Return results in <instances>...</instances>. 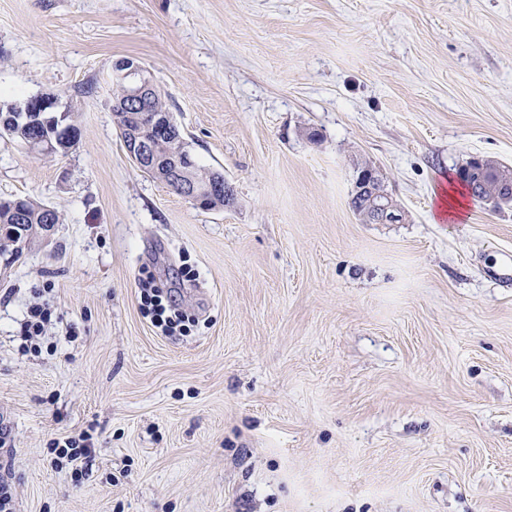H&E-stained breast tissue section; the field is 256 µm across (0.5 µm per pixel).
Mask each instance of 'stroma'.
<instances>
[{"label": "stroma", "mask_w": 512, "mask_h": 512, "mask_svg": "<svg viewBox=\"0 0 512 512\" xmlns=\"http://www.w3.org/2000/svg\"><path fill=\"white\" fill-rule=\"evenodd\" d=\"M125 59L229 204L128 158ZM45 94L73 149L0 138V198L62 214L0 255L16 512H512V205L438 208L470 159L512 167V0H0V102ZM365 165L400 222L350 208ZM145 272L190 335L143 317ZM83 432L75 482L48 448ZM53 312L46 303H34L29 306L27 318L22 324V336L25 341L31 342L39 336H43L46 327L51 324Z\"/></svg>", "instance_id": "stroma-1"}]
</instances>
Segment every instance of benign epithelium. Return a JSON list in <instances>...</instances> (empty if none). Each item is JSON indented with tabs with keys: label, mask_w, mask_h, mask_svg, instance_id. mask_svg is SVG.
Masks as SVG:
<instances>
[{
	"label": "benign epithelium",
	"mask_w": 512,
	"mask_h": 512,
	"mask_svg": "<svg viewBox=\"0 0 512 512\" xmlns=\"http://www.w3.org/2000/svg\"><path fill=\"white\" fill-rule=\"evenodd\" d=\"M112 83L122 84L127 88V97L121 103L110 102V108L122 109L127 112H145L151 98L157 94L155 84L144 76L140 65L131 60L117 62L112 68ZM58 97L54 95L32 98L24 105L12 104L6 108L0 107V112H56L58 111ZM125 150L131 160L141 169L159 178L165 183L177 185L184 197L196 205L206 208L208 201L213 197L224 198V203H230L234 198L233 188L224 180V174L217 171L212 175L211 181L204 187L196 185L189 179V171L194 166V156L187 152L183 154L174 166L166 169L160 168L156 161L154 143L137 134L123 133ZM24 147L33 153H61L70 150V141L67 138L54 137L49 139L39 133L28 138ZM381 179L379 172L365 166L358 170L354 189L356 194H371V198L378 201L375 213L382 223H395L401 220L402 215L393 198L384 190H379Z\"/></svg>",
	"instance_id": "obj_1"
}]
</instances>
